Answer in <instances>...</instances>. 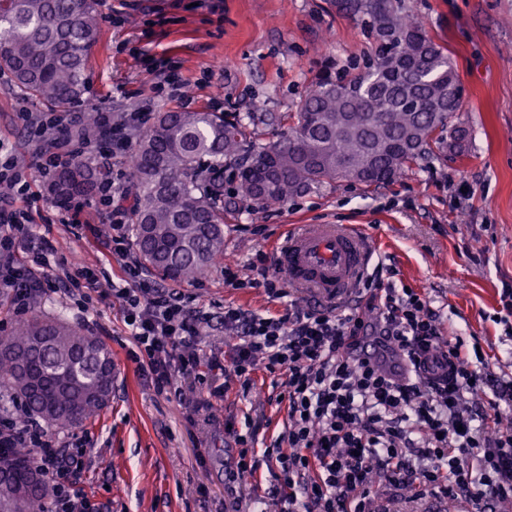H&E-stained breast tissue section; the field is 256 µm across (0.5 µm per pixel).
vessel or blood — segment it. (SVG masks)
<instances>
[{"label":"vessel or blood","mask_w":512,"mask_h":512,"mask_svg":"<svg viewBox=\"0 0 512 512\" xmlns=\"http://www.w3.org/2000/svg\"><path fill=\"white\" fill-rule=\"evenodd\" d=\"M374 255L365 233L348 224H312L289 232L277 251L288 281L322 303L350 302Z\"/></svg>","instance_id":"b4317fda"}]
</instances>
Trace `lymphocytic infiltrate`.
Returning <instances> with one entry per match:
<instances>
[{
    "label": "lymphocytic infiltrate",
    "instance_id": "1",
    "mask_svg": "<svg viewBox=\"0 0 512 512\" xmlns=\"http://www.w3.org/2000/svg\"><path fill=\"white\" fill-rule=\"evenodd\" d=\"M150 115V107L141 106L116 125L101 112L112 147L91 155L80 141H47L62 116L19 109L18 122L40 148L28 164L0 143V292L18 310L40 293L55 252L32 230V184L41 186L39 198L55 209L59 223L78 226L87 201L59 202V172L83 156L111 168L114 152L128 147L130 130L142 128ZM129 194L118 177L98 187L97 206L111 228L105 247L123 263L112 296L145 359L143 371L164 392L174 386L173 370L199 373L200 326L208 315L188 311L180 292L153 283L132 257L130 211L123 205ZM255 268L253 287L286 304L266 314L225 306L224 329L232 339L224 369L246 393L257 371L273 375L286 420L262 448L252 420L228 428L239 453L227 476L225 512L269 499L279 512H387L399 496L457 501L467 512L512 506V427L503 422L512 411V378L479 354L478 337L445 334L429 296L397 286L395 266L382 260L367 274L357 303L343 308L289 298L286 277L268 267L265 255H258ZM22 449L50 480L52 512H89L71 482L85 465L86 449L59 445L30 421L0 424V456ZM263 468L270 476L264 495L248 492V479Z\"/></svg>",
    "mask_w": 512,
    "mask_h": 512
}]
</instances>
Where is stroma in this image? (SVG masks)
Masks as SVG:
<instances>
[{"label":"stroma","instance_id":"obj_1","mask_svg":"<svg viewBox=\"0 0 512 512\" xmlns=\"http://www.w3.org/2000/svg\"><path fill=\"white\" fill-rule=\"evenodd\" d=\"M428 36L442 44L463 89L454 118L466 130L459 149L434 150L397 181L365 186L336 179L311 187L282 205L237 199L224 225V259L201 278L177 283L190 310L207 311L203 354H224L225 304L261 312L283 308L256 277L257 252L275 259L288 225L326 220L357 224L377 241V256L391 259L402 282L424 291L444 331L476 336L488 354L505 357L500 325L503 283L512 284V0H401ZM100 37L85 71L88 105L111 112L149 101L153 111L255 112L260 141L276 139L281 117L298 111L315 71L332 61L357 73L373 50L362 17L337 11L333 0H101ZM39 111L0 71V141L24 161L37 146L17 125L19 107ZM471 195H460L459 179ZM33 231L53 241L56 262L93 264L101 288L90 305L76 303L46 280L34 308L61 313L101 336L116 365L112 401L78 429L56 431L57 441L82 439L90 451L73 479L98 512H224V473L238 450L224 422L263 412L259 446L275 440L285 422L272 377L257 371L242 394L234 376L203 369L179 379L182 396L158 392L138 369V348L113 298L120 262L101 247L103 219L87 207L84 227L59 224L44 202H34ZM234 263L245 285L224 283ZM211 407L195 410L197 400Z\"/></svg>","mask_w":512,"mask_h":512}]
</instances>
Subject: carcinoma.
Masks as SVG:
<instances>
[{
	"label": "carcinoma",
	"mask_w": 512,
	"mask_h": 512,
	"mask_svg": "<svg viewBox=\"0 0 512 512\" xmlns=\"http://www.w3.org/2000/svg\"><path fill=\"white\" fill-rule=\"evenodd\" d=\"M99 0H0V70L27 97L65 112L81 103L83 74L99 39ZM367 17L374 50L364 70L337 74L327 62L306 89L288 134L254 140L255 116L168 109L131 144V235L142 263L163 278L190 281L224 255V187L205 167L246 165L233 194L280 205L313 185L342 178L367 186L402 177L432 148L460 139L452 125L462 88L447 50L400 0H339ZM73 135L101 140L97 109ZM88 165L59 174L57 194H88ZM114 362L100 336L35 311L0 336V391L16 418L50 431L78 428L108 407ZM38 472L40 482L0 480V512H50L47 479L30 454L0 458V472Z\"/></svg>",
	"instance_id": "obj_1"
}]
</instances>
